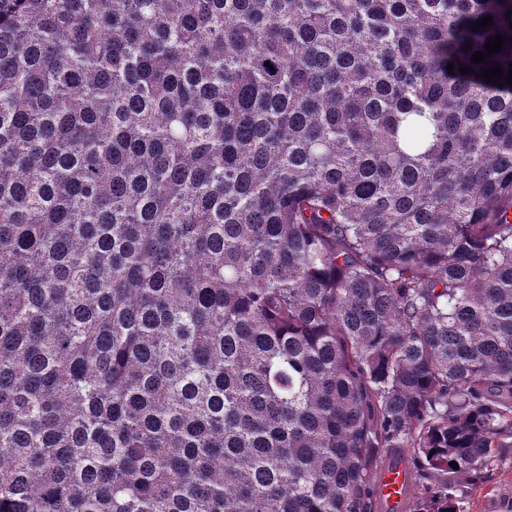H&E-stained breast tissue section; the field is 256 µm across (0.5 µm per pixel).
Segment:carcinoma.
<instances>
[{"instance_id":"cac0c4a2","label":"carcinoma","mask_w":512,"mask_h":512,"mask_svg":"<svg viewBox=\"0 0 512 512\" xmlns=\"http://www.w3.org/2000/svg\"><path fill=\"white\" fill-rule=\"evenodd\" d=\"M492 35L512 0H0V512H375L390 448L461 512L512 446Z\"/></svg>"}]
</instances>
